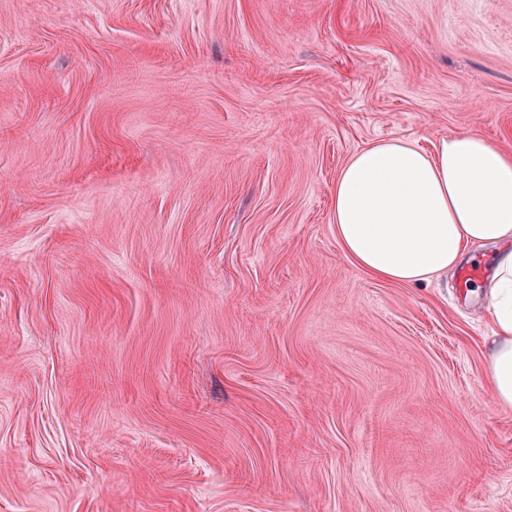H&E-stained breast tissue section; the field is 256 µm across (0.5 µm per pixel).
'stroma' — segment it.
<instances>
[{
  "label": "stroma",
  "instance_id": "stroma-1",
  "mask_svg": "<svg viewBox=\"0 0 512 512\" xmlns=\"http://www.w3.org/2000/svg\"><path fill=\"white\" fill-rule=\"evenodd\" d=\"M459 131L512 0H0V512H512L484 298L333 218Z\"/></svg>",
  "mask_w": 512,
  "mask_h": 512
}]
</instances>
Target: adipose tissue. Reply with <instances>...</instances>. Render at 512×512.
Wrapping results in <instances>:
<instances>
[{
    "mask_svg": "<svg viewBox=\"0 0 512 512\" xmlns=\"http://www.w3.org/2000/svg\"><path fill=\"white\" fill-rule=\"evenodd\" d=\"M333 212L345 254L385 282L428 283L469 249L498 247L484 284L494 321L487 372L495 404L512 409V155L469 131L431 154L374 143L342 168Z\"/></svg>",
    "mask_w": 512,
    "mask_h": 512,
    "instance_id": "adipose-tissue-1",
    "label": "adipose tissue"
}]
</instances>
